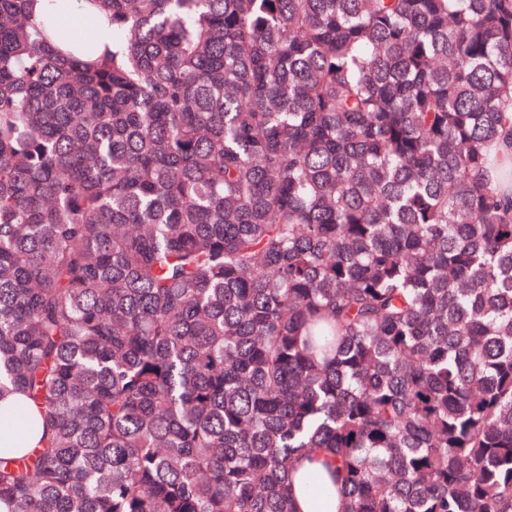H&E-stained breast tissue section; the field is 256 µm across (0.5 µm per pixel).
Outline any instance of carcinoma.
Segmentation results:
<instances>
[{
  "instance_id": "obj_1",
  "label": "carcinoma",
  "mask_w": 512,
  "mask_h": 512,
  "mask_svg": "<svg viewBox=\"0 0 512 512\" xmlns=\"http://www.w3.org/2000/svg\"><path fill=\"white\" fill-rule=\"evenodd\" d=\"M0 0V512H512V0ZM308 467L304 462L293 477L292 493L297 512H340V498L331 481L326 483V492L321 497L311 494L303 484L301 475Z\"/></svg>"
}]
</instances>
